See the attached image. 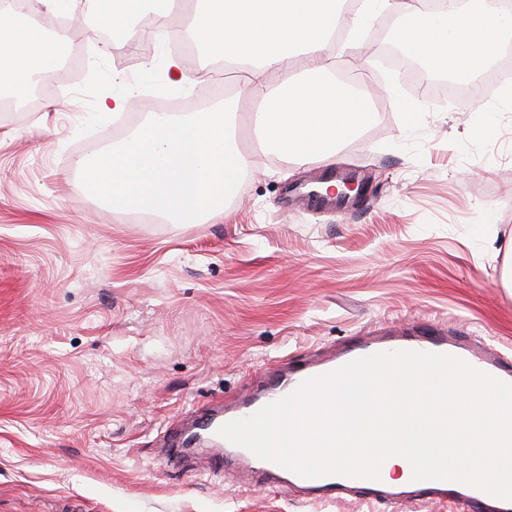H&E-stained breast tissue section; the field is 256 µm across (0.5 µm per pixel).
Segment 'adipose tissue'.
Returning <instances> with one entry per match:
<instances>
[{
    "label": "adipose tissue",
    "mask_w": 512,
    "mask_h": 512,
    "mask_svg": "<svg viewBox=\"0 0 512 512\" xmlns=\"http://www.w3.org/2000/svg\"><path fill=\"white\" fill-rule=\"evenodd\" d=\"M103 23L114 47H122L147 12L165 18L172 0H104ZM394 11L402 23L399 43L422 57L429 73L471 72L504 39L512 37V15L486 11L482 0L437 14L419 0H362L340 14V0H194L188 38L205 52L241 69L242 86L261 100V124L269 152L284 158L330 162L336 148L373 119L364 94L343 90L325 78L322 54L337 24L350 39L380 14ZM59 68V46L31 22L0 23V92H23L37 75ZM277 76L269 91V76Z\"/></svg>",
    "instance_id": "1"
}]
</instances>
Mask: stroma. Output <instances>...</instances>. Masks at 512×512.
<instances>
[{
    "mask_svg": "<svg viewBox=\"0 0 512 512\" xmlns=\"http://www.w3.org/2000/svg\"><path fill=\"white\" fill-rule=\"evenodd\" d=\"M36 22L79 19L91 69L32 107L0 114V512H452L430 496L391 506L359 489L332 501L266 488L205 444L171 463L167 429L226 408L288 365L372 336L443 328L512 359V99L445 108L451 76L419 57L378 61L376 17L360 43L331 40V75L360 84L373 123L339 146L362 196L326 214L294 184L321 166L266 152L236 131L254 172L202 222L112 207L76 159L108 148L161 103L182 113L234 102L241 74L190 49L171 71L170 21L135 27L105 53L96 0H33ZM136 89L132 107L105 95ZM412 101L406 124L396 98ZM489 113L491 136L475 132Z\"/></svg>",
    "mask_w": 512,
    "mask_h": 512,
    "instance_id": "1",
    "label": "stroma"
}]
</instances>
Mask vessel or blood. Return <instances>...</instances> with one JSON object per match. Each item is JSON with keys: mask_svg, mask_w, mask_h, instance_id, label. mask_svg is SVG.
<instances>
[{"mask_svg": "<svg viewBox=\"0 0 512 512\" xmlns=\"http://www.w3.org/2000/svg\"><path fill=\"white\" fill-rule=\"evenodd\" d=\"M399 350L449 355L463 361L479 373L512 384L511 362L494 352L489 354L475 352L465 342L447 335L445 331L440 330L428 336L417 337L396 336L390 339L373 337L324 362L309 363L274 374L266 390L257 399L238 406L224 416L210 411L205 412L197 419L195 428L209 435L212 442L223 448L225 456L251 463L255 472L267 481L280 486L302 485L322 500L336 499L351 488L364 490L375 500L387 504H400L430 492L454 504L458 512H478L479 508L484 506L490 507L492 512H512V500L496 498L478 487L452 480L416 481L412 479L405 484L394 486L381 479L337 475L305 477L274 462L257 457L248 449L232 444L219 433L220 428L226 423L252 416L264 406L293 392L306 379L333 372L359 357Z\"/></svg>", "mask_w": 512, "mask_h": 512, "instance_id": "vessel-or-blood-1", "label": "vessel or blood"}]
</instances>
